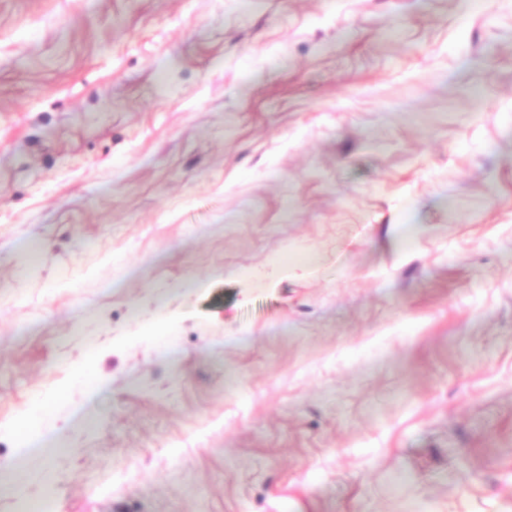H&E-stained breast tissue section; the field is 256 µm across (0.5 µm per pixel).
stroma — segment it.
Here are the masks:
<instances>
[{"mask_svg":"<svg viewBox=\"0 0 512 512\" xmlns=\"http://www.w3.org/2000/svg\"><path fill=\"white\" fill-rule=\"evenodd\" d=\"M0 463L512 512V0H0Z\"/></svg>","mask_w":512,"mask_h":512,"instance_id":"35a3bbf8","label":"stroma"}]
</instances>
